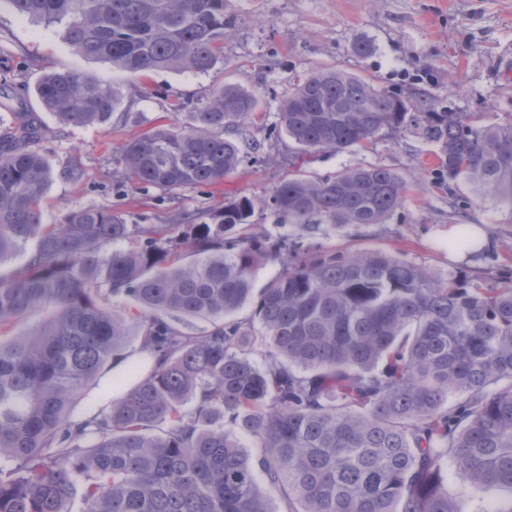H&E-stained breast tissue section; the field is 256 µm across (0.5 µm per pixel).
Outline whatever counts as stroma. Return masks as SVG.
<instances>
[{"mask_svg":"<svg viewBox=\"0 0 512 512\" xmlns=\"http://www.w3.org/2000/svg\"><path fill=\"white\" fill-rule=\"evenodd\" d=\"M224 21V61L209 74L134 77L78 54L59 30L20 17L0 0V118L16 105L36 114L44 129L39 147L51 166L73 165L81 173L78 182L57 178L49 184L44 223L98 207L130 224H199L239 197H268L297 170L323 177L355 165H383L409 186L402 208L385 223L358 228L323 221L306 228L259 209L253 233L336 252L386 250L432 275L453 271L484 284L512 275V211L490 201L457 207L466 190L437 183L434 144L409 131L383 134L368 148L323 151L304 164L278 124L293 77L323 67L350 71L408 99L426 97L438 111L472 113L481 125L511 117L512 81L501 67L512 57V0H224ZM364 41L374 47L366 56L355 51ZM56 69L92 73L121 88L123 104L108 124L65 125L41 106L35 87ZM226 83L261 102V117L231 133L243 155L237 171L219 185L172 192L121 184L115 158L124 139L160 124H185V113L174 111L173 103H204ZM459 224L483 227L490 248L476 258H450L448 229ZM122 355L86 384L73 417L110 409L135 383L129 367L144 358L139 331H132Z\"/></svg>","mask_w":512,"mask_h":512,"instance_id":"stroma-1","label":"stroma"}]
</instances>
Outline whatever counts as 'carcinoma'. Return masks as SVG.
<instances>
[{
	"mask_svg": "<svg viewBox=\"0 0 512 512\" xmlns=\"http://www.w3.org/2000/svg\"><path fill=\"white\" fill-rule=\"evenodd\" d=\"M82 56L131 74H206L223 61L224 0H7ZM42 106L66 125H102L118 87L95 75L46 73ZM354 73L296 79L278 113L302 152H340L411 129L438 147L437 180L512 210V117L424 111ZM259 101L232 84L178 105L187 125L160 126L119 148L121 182L175 191L224 181L241 151L225 136ZM27 112L0 126V512H272L254 466L287 512H464L448 468L476 490L512 492V276L487 285L433 277L384 250L311 252L251 232L259 205L294 224L385 223L405 182L385 166L295 177L263 202L242 196L211 222L141 227L86 208L42 222L55 172ZM467 226L448 248L469 250ZM281 273L253 293L252 272ZM135 304L130 314L110 305ZM256 299L254 315L236 313ZM45 318L10 331L30 314ZM207 318L201 335L187 322ZM141 332L149 372L111 409L75 419L84 386ZM263 342L269 357L251 358ZM163 424L158 434L152 427ZM243 433L261 449L252 463Z\"/></svg>",
	"mask_w": 512,
	"mask_h": 512,
	"instance_id": "carcinoma-1",
	"label": "carcinoma"
}]
</instances>
